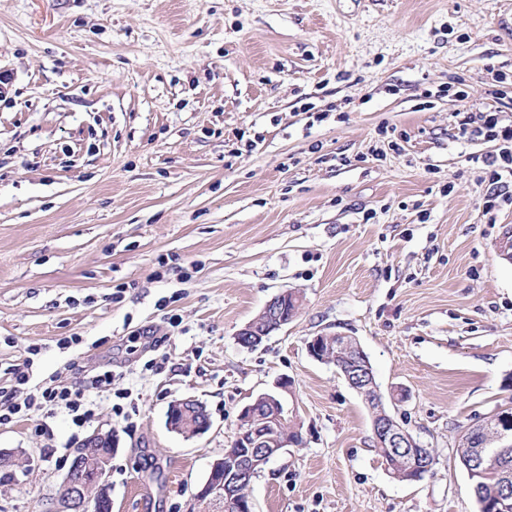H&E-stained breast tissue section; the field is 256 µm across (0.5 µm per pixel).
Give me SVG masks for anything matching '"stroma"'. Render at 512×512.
<instances>
[{"label":"stroma","instance_id":"35a3bbf8","mask_svg":"<svg viewBox=\"0 0 512 512\" xmlns=\"http://www.w3.org/2000/svg\"><path fill=\"white\" fill-rule=\"evenodd\" d=\"M496 70L512 0H0V369L36 344L31 388L114 373L83 426L62 407L0 424L27 465L0 512H44L98 429L112 512H202L241 408L283 377L302 441L254 478V512H479L456 448L512 403V208L484 216L471 158L493 145L459 115L512 120ZM444 83L466 100L420 109ZM284 290L295 318L243 348ZM336 334L408 392L388 409L435 451L423 480L392 477L362 398L308 355ZM187 397L207 432L168 428Z\"/></svg>","mask_w":512,"mask_h":512}]
</instances>
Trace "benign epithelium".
<instances>
[{
	"instance_id": "1",
	"label": "benign epithelium",
	"mask_w": 512,
	"mask_h": 512,
	"mask_svg": "<svg viewBox=\"0 0 512 512\" xmlns=\"http://www.w3.org/2000/svg\"><path fill=\"white\" fill-rule=\"evenodd\" d=\"M302 299L285 290L272 297L258 316L240 329L239 343L256 348L276 330L288 325L299 309ZM308 354L315 360L343 366L349 386L365 401L372 414L375 446L385 449L389 467L401 466L408 473L425 474L434 458L432 449L420 446L413 434L400 424L382 401L381 389L373 369L359 342L351 336H313L307 341ZM168 412V428L178 434L195 436L205 433L211 425L206 406L193 398L173 403ZM488 438L499 445V452L512 449V405L498 408L479 422ZM296 416L285 408L278 393H261L245 404L239 414L236 440L247 452L228 461L215 460L195 499L207 504L221 503L226 512H252L248 490L253 467L259 461L271 460L282 449L298 442ZM112 432L97 430L88 435L75 449L72 462L62 477L63 494L57 496L47 512H104L112 510V499L102 481L112 456ZM485 449L470 450L465 458L470 481L481 478L489 470L484 465ZM480 512H508L512 508V493L506 492L493 500H479Z\"/></svg>"
}]
</instances>
